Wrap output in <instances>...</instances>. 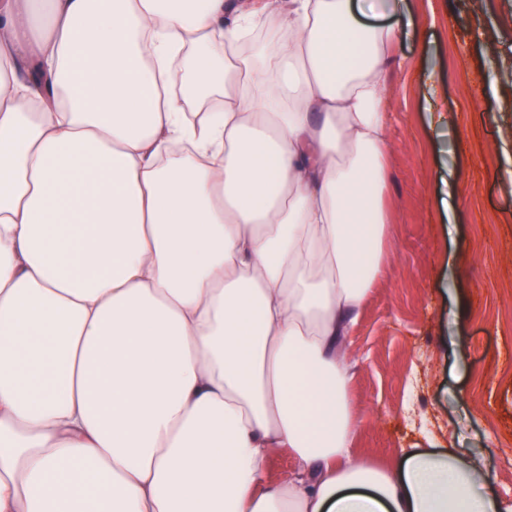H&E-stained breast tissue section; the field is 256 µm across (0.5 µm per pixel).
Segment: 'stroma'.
I'll return each instance as SVG.
<instances>
[{
  "mask_svg": "<svg viewBox=\"0 0 512 512\" xmlns=\"http://www.w3.org/2000/svg\"><path fill=\"white\" fill-rule=\"evenodd\" d=\"M473 3L405 0L435 20L406 28V64L386 78L393 253L351 331L352 448L385 470L405 448L481 456L491 492L512 503V0L488 14ZM433 106L457 113L459 134L434 135Z\"/></svg>",
  "mask_w": 512,
  "mask_h": 512,
  "instance_id": "obj_1",
  "label": "stroma"
}]
</instances>
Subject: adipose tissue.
<instances>
[{
  "instance_id": "1",
  "label": "adipose tissue",
  "mask_w": 512,
  "mask_h": 512,
  "mask_svg": "<svg viewBox=\"0 0 512 512\" xmlns=\"http://www.w3.org/2000/svg\"><path fill=\"white\" fill-rule=\"evenodd\" d=\"M381 8L0 0V512H512L476 456L351 449ZM296 467L295 460L288 454V451L280 450L272 459L270 466V477L275 481H285L292 475Z\"/></svg>"
}]
</instances>
